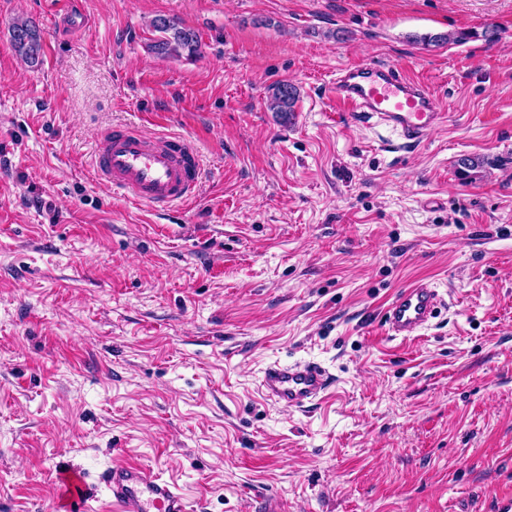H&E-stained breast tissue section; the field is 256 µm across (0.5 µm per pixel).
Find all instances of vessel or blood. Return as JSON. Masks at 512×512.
<instances>
[{
    "label": "vessel or blood",
    "instance_id": "obj_1",
    "mask_svg": "<svg viewBox=\"0 0 512 512\" xmlns=\"http://www.w3.org/2000/svg\"><path fill=\"white\" fill-rule=\"evenodd\" d=\"M330 92L342 111L374 119L408 144L421 142L445 118L431 89L396 64H348L337 71ZM93 166L96 176L113 190L160 209L192 199L201 172L199 154L186 138L150 136L129 128H115L97 138ZM439 301L437 289L429 283L406 287L386 310L389 333L417 335L429 324ZM330 384L324 367L299 362L268 367L260 386L269 401L301 410L320 399ZM55 485L50 512H97L104 496L114 512H192L175 483L130 460L113 462L94 482L81 470L64 466L55 474Z\"/></svg>",
    "mask_w": 512,
    "mask_h": 512
}]
</instances>
